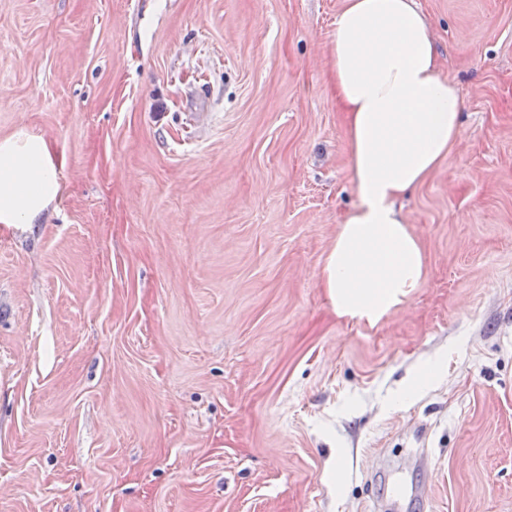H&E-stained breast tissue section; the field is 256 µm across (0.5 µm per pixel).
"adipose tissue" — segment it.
Returning <instances> with one entry per match:
<instances>
[{"label":"adipose tissue","mask_w":512,"mask_h":512,"mask_svg":"<svg viewBox=\"0 0 512 512\" xmlns=\"http://www.w3.org/2000/svg\"><path fill=\"white\" fill-rule=\"evenodd\" d=\"M330 57L358 202L338 226L322 280L339 317L373 326L427 280L424 247L397 202L452 152L461 97L416 0H345ZM61 168L42 136L21 128L0 138V224L47 212L62 192Z\"/></svg>","instance_id":"ef3b65f1"}]
</instances>
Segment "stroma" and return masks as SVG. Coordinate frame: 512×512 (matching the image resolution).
I'll return each instance as SVG.
<instances>
[{
	"mask_svg": "<svg viewBox=\"0 0 512 512\" xmlns=\"http://www.w3.org/2000/svg\"><path fill=\"white\" fill-rule=\"evenodd\" d=\"M417 2L463 131L369 326L321 278L344 0H0V137L63 164L0 226V512H512V0ZM444 369L445 363L443 360L439 359L429 364L405 387L403 397L405 399L415 397L420 391L431 384Z\"/></svg>",
	"mask_w": 512,
	"mask_h": 512,
	"instance_id": "obj_1",
	"label": "stroma"
}]
</instances>
